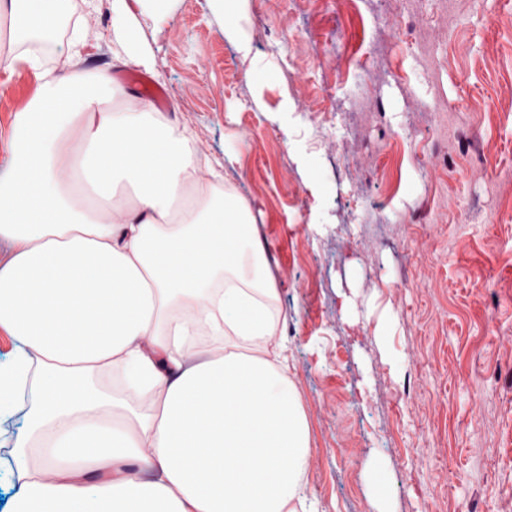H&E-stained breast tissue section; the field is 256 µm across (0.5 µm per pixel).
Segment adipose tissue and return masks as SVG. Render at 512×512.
Listing matches in <instances>:
<instances>
[{"label": "adipose tissue", "mask_w": 512, "mask_h": 512, "mask_svg": "<svg viewBox=\"0 0 512 512\" xmlns=\"http://www.w3.org/2000/svg\"><path fill=\"white\" fill-rule=\"evenodd\" d=\"M252 62L247 0H211ZM38 78L0 163V412L26 395L17 512H303L308 421L248 204L187 126L121 111L105 69L59 60L55 13L0 0ZM206 169L208 185L197 173Z\"/></svg>", "instance_id": "1"}]
</instances>
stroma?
<instances>
[{"instance_id":"35a3bbf8","label":"stroma","mask_w":512,"mask_h":512,"mask_svg":"<svg viewBox=\"0 0 512 512\" xmlns=\"http://www.w3.org/2000/svg\"><path fill=\"white\" fill-rule=\"evenodd\" d=\"M246 20L260 87L210 0L128 23L163 113L266 241L311 512H372V458L385 512H512V0H249ZM113 25L112 0H64L57 37L82 35L83 68L134 102ZM35 86L0 67V163ZM287 136L322 162L325 201ZM368 487L371 494V503L374 511L381 512L379 505L385 499V480L380 471L378 461H374L369 470Z\"/></svg>"}]
</instances>
